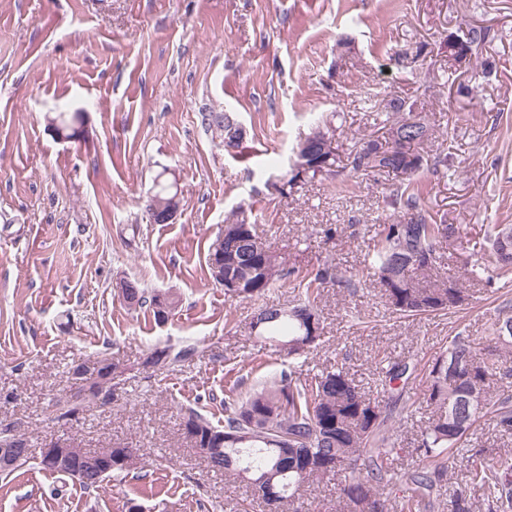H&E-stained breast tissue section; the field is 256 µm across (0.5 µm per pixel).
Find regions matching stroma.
Segmentation results:
<instances>
[{
	"instance_id": "obj_1",
	"label": "stroma",
	"mask_w": 512,
	"mask_h": 512,
	"mask_svg": "<svg viewBox=\"0 0 512 512\" xmlns=\"http://www.w3.org/2000/svg\"><path fill=\"white\" fill-rule=\"evenodd\" d=\"M490 31L477 60L448 67L447 37ZM427 44L404 68L397 51ZM404 98L433 128L428 150L448 154V171L422 176L424 203L481 240L491 224H512V0H0V423L15 424L32 451L55 441L72 448H132L134 474L85 490L30 462L0 481V512H264L234 477L211 471L182 430L195 410L224 423V395L289 368L313 375L343 362L378 396L381 371L405 361L414 372L385 427L403 473L428 425V371L451 336L491 334L496 307L512 288L470 279L459 241L441 264L471 300L445 316L398 320L370 280L366 257L389 211L392 174L354 176L355 141L386 138L381 102ZM235 113L241 148L207 129L208 112ZM80 112L79 135L49 126ZM332 117L333 174L280 196L273 183L316 117ZM180 200L175 220L150 223L143 201L159 172ZM245 215L286 267L332 264L351 273L356 293L327 283L318 306L322 334L306 360L286 355L251 327L263 306L291 303L288 287L242 300L208 266L227 219ZM332 237H325V229ZM132 280L171 293L166 323L150 307L118 297ZM193 346L167 370L146 365L157 347ZM119 367L112 400L57 420L74 390L78 363ZM512 455V436L488 420L454 451L446 478L422 512H452L468 487L474 453Z\"/></svg>"
}]
</instances>
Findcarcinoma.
<instances>
[{"label": "carcinoma", "mask_w": 512, "mask_h": 512, "mask_svg": "<svg viewBox=\"0 0 512 512\" xmlns=\"http://www.w3.org/2000/svg\"><path fill=\"white\" fill-rule=\"evenodd\" d=\"M489 36L488 29L471 27L462 38L447 39L446 43L454 48L451 61L459 66L470 63ZM386 109L394 116L393 130L407 127V122L414 119V113L406 110V101L399 97L389 99ZM52 121L69 134L79 129L84 118L81 112H59ZM417 121L421 129L405 132V140L398 146L382 150L378 140L363 138L348 157L355 173L369 176L387 172L397 178L385 196L392 213L378 233L368 267L384 289L391 313L400 318L449 314L466 301V289L456 277L441 271L439 263L440 245L462 238L460 228L430 214L417 187V177L423 171L440 173L448 169V155H424L416 150L431 137L425 119L419 117ZM236 122L233 112L203 115L208 128L224 135L227 148L239 147L244 139ZM326 135L333 136L334 130L319 124L311 128L305 137L310 154L320 153ZM318 175L320 169L312 166L303 174L291 168L281 176L276 189L286 197V187ZM503 231L501 225H491L484 241L471 244L470 255L486 257V263L476 261L471 265L472 277L485 274L490 282H512V236L500 242ZM221 236L224 280L235 283V287L226 289L227 293L252 299L281 281L299 289L298 298L287 308L272 305L258 309V322L251 323L252 328L260 337L281 346L288 341L304 344L288 351L290 356L309 353L320 336L309 340L307 323L313 321L316 330H322L317 304L319 286L330 282L350 289L354 287L352 278L332 265L303 274L285 268L276 251L262 241L256 225L243 218L224 224ZM122 286L137 305H149L154 317H159V294L146 296L136 282L124 281ZM509 352L512 337L501 339L495 321L492 336L482 345L467 336L451 339L448 349L435 358L423 390V403L432 410V419L416 448L423 464L401 475L388 469L387 460L393 449L385 447L382 430L402 396L387 403L372 399L342 367L310 378L283 370L262 381L244 400L231 394L224 396V426H214L190 410L183 417V427L192 423L205 433L211 430L224 434L221 451L204 456L210 468L237 477L247 470L250 478L274 483L282 505L292 501L303 484L336 475L340 477L338 498L342 512H393L397 501L401 502L400 512H415L431 499L436 486L444 480L450 451L461 444L480 419L491 417L501 435L512 436V391L504 389L494 396L488 383L489 376L496 372L509 373L503 365ZM450 355L461 366L451 375L447 364ZM409 371L406 362L390 363L384 375L385 392L393 393L395 384ZM475 385L484 392L480 407L465 402L466 392ZM76 397L73 393L59 403L57 418L68 419L83 410L84 404ZM450 403L459 405L465 425L448 424ZM92 461L98 471L90 474L88 481L79 482L86 490L125 472L121 466L93 459L90 451L83 448L76 449L62 466L50 465L43 459L39 465L51 474L70 478L77 471H89ZM470 483L487 488V512H512V457L475 464L470 470Z\"/></svg>", "instance_id": "carcinoma-1"}]
</instances>
